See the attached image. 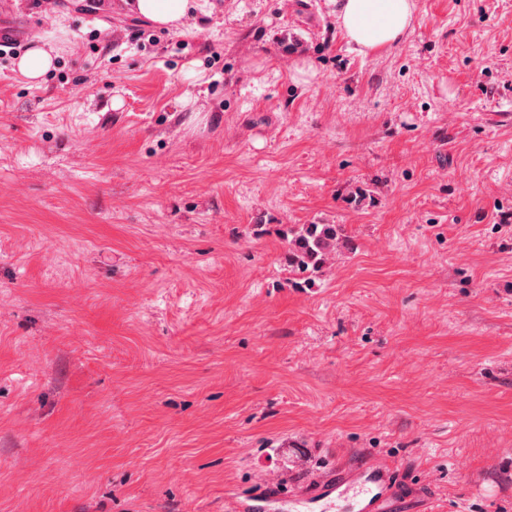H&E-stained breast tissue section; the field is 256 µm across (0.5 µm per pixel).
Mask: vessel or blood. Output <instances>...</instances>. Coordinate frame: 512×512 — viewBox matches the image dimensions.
Masks as SVG:
<instances>
[{
  "instance_id": "1",
  "label": "vessel or blood",
  "mask_w": 512,
  "mask_h": 512,
  "mask_svg": "<svg viewBox=\"0 0 512 512\" xmlns=\"http://www.w3.org/2000/svg\"><path fill=\"white\" fill-rule=\"evenodd\" d=\"M393 472L382 462L352 470L340 478L318 477L311 491H296L288 498L227 499L228 512H388Z\"/></svg>"
}]
</instances>
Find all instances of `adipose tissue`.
Masks as SVG:
<instances>
[{
    "instance_id": "obj_1",
    "label": "adipose tissue",
    "mask_w": 512,
    "mask_h": 512,
    "mask_svg": "<svg viewBox=\"0 0 512 512\" xmlns=\"http://www.w3.org/2000/svg\"><path fill=\"white\" fill-rule=\"evenodd\" d=\"M195 0H135L134 12L154 26L179 29ZM336 24L350 48L367 56L398 47L413 27L415 0H334Z\"/></svg>"
}]
</instances>
